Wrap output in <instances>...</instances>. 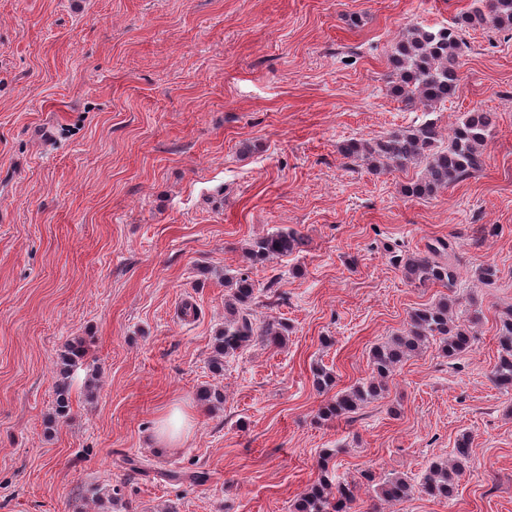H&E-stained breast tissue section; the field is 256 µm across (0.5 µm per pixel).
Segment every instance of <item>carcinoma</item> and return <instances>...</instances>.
<instances>
[{
    "label": "carcinoma",
    "mask_w": 512,
    "mask_h": 512,
    "mask_svg": "<svg viewBox=\"0 0 512 512\" xmlns=\"http://www.w3.org/2000/svg\"><path fill=\"white\" fill-rule=\"evenodd\" d=\"M493 28L512 31V0H473L468 11L450 26L425 28L410 26L398 40L390 55L391 90L405 103L420 104L427 112L454 98L461 89L460 69L470 30ZM494 114L480 109L464 113L448 139H442L436 123L424 122L407 130L391 132L379 139H350L340 147L346 159L360 160L375 174L410 165L421 168L420 175L404 186V193L415 197H430L458 180L478 171L485 150ZM303 245V237L294 229H282L254 239L245 248L246 262L254 265L288 256ZM403 274L408 282L427 288L440 285L451 289L456 282L452 265L439 259L437 250L408 255L401 259ZM230 295L224 302V329L215 336L214 355L210 369L215 374L224 371V358L235 354L252 341L277 347L288 335V323L276 319L262 322L254 318L255 283L249 275L238 273L224 277ZM453 300L443 295L432 304L413 309L406 329L370 351L371 377L336 392L319 413V419H352L361 407L380 396L387 379L408 357L436 342L450 358H457L472 345L474 326L480 312H474L469 324L456 322L452 313ZM498 340L500 354L492 371V381L505 391L512 389V309L499 317ZM86 357V341L78 337L68 343L61 354L53 416L62 418L70 409L71 371L82 366ZM313 385L326 392L335 385V376L321 366L313 370ZM471 459L467 435L457 439L451 461L432 462L422 479L411 482L401 476L387 479L380 487L387 503L396 504L426 496L448 500L458 487ZM128 470L164 481H189L202 485L209 480L206 471H176L152 469L135 459L127 460ZM357 483L347 479L331 481L323 475L308 486L292 504L293 512H351L357 501Z\"/></svg>",
    "instance_id": "1"
}]
</instances>
